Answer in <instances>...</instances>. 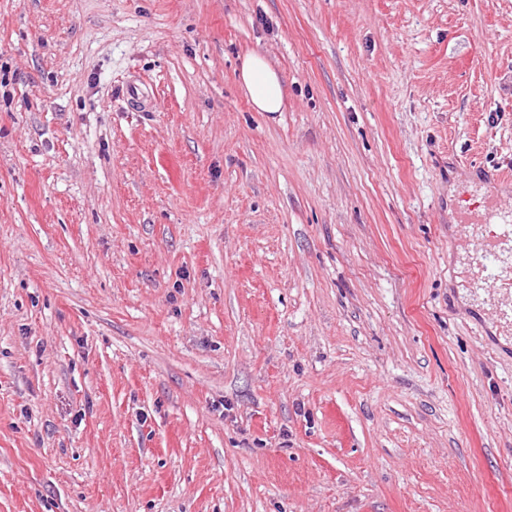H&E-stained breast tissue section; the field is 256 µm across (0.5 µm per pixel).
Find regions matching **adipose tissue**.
Returning a JSON list of instances; mask_svg holds the SVG:
<instances>
[{
    "instance_id": "ef3b65f1",
    "label": "adipose tissue",
    "mask_w": 512,
    "mask_h": 512,
    "mask_svg": "<svg viewBox=\"0 0 512 512\" xmlns=\"http://www.w3.org/2000/svg\"><path fill=\"white\" fill-rule=\"evenodd\" d=\"M238 81L256 111L282 110L284 83L265 55L256 52L248 54L242 62Z\"/></svg>"
}]
</instances>
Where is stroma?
Returning a JSON list of instances; mask_svg holds the SVG:
<instances>
[{"instance_id":"35a3bbf8","label":"stroma","mask_w":512,"mask_h":512,"mask_svg":"<svg viewBox=\"0 0 512 512\" xmlns=\"http://www.w3.org/2000/svg\"><path fill=\"white\" fill-rule=\"evenodd\" d=\"M483 182L512 0H0V512H512ZM238 81L257 112L282 111L284 83L265 55L248 54L242 62Z\"/></svg>"}]
</instances>
